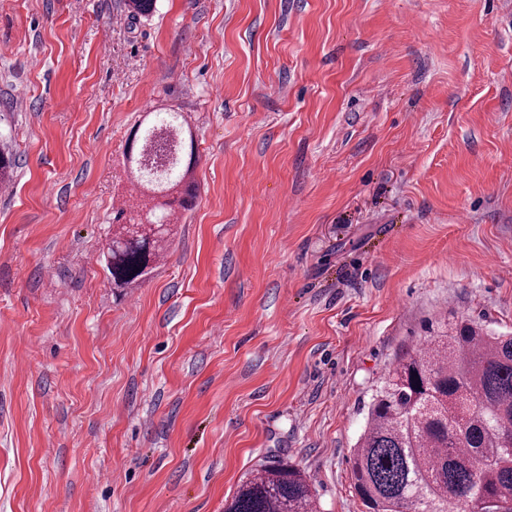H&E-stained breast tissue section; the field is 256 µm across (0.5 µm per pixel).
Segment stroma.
<instances>
[{
    "instance_id": "stroma-1",
    "label": "stroma",
    "mask_w": 512,
    "mask_h": 512,
    "mask_svg": "<svg viewBox=\"0 0 512 512\" xmlns=\"http://www.w3.org/2000/svg\"><path fill=\"white\" fill-rule=\"evenodd\" d=\"M183 112L194 206L134 288L125 158ZM0 512H224L298 465L367 512L388 370L512 331V0H0Z\"/></svg>"
}]
</instances>
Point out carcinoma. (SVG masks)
<instances>
[{
    "instance_id": "carcinoma-1",
    "label": "carcinoma",
    "mask_w": 512,
    "mask_h": 512,
    "mask_svg": "<svg viewBox=\"0 0 512 512\" xmlns=\"http://www.w3.org/2000/svg\"><path fill=\"white\" fill-rule=\"evenodd\" d=\"M165 139L181 153L176 167L154 172L148 157L160 150L148 129L131 138L126 160L141 185L159 198L138 232L119 211L104 257L112 284L145 280L168 245L172 216L192 206L195 141L171 112ZM512 334L495 335L462 320L404 357L373 398L355 448L358 493L372 512H512ZM315 497L301 470L288 462L251 471L224 512H313Z\"/></svg>"
}]
</instances>
